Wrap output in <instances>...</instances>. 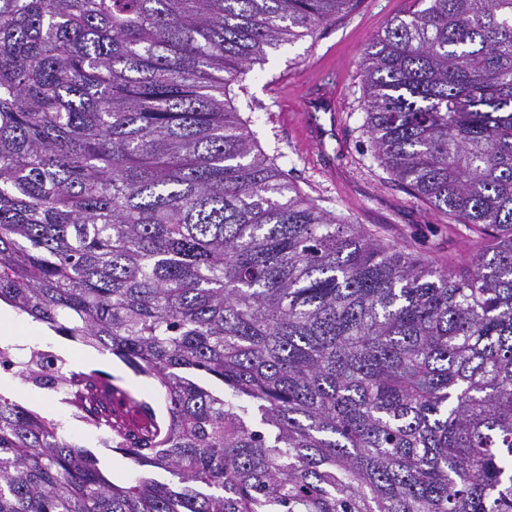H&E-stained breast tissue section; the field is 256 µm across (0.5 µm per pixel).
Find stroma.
Instances as JSON below:
<instances>
[{"label": "stroma", "instance_id": "obj_1", "mask_svg": "<svg viewBox=\"0 0 512 512\" xmlns=\"http://www.w3.org/2000/svg\"><path fill=\"white\" fill-rule=\"evenodd\" d=\"M412 8V0H356L313 35L270 51L264 63L231 84L230 95L241 117L252 122L262 149L303 194L337 219L460 267L475 249L468 227L407 194L376 159L366 128L364 52L389 20ZM310 80L321 82L336 99L328 135L323 145L311 149L306 146L311 131L304 93ZM19 321L22 331L5 339L15 361L26 360L34 348L50 352L73 371L103 372L112 384L164 413L161 390L111 352L59 336L27 315ZM0 394L59 423L73 443L96 456L111 482L123 484L134 477L130 459L105 447L99 432L74 418L54 392L0 370Z\"/></svg>", "mask_w": 512, "mask_h": 512}]
</instances>
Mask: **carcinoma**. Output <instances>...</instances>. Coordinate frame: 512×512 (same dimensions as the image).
Returning <instances> with one entry per match:
<instances>
[{
    "mask_svg": "<svg viewBox=\"0 0 512 512\" xmlns=\"http://www.w3.org/2000/svg\"><path fill=\"white\" fill-rule=\"evenodd\" d=\"M353 2L0 0V301L166 403L125 428L30 350L137 475L0 394V512H512V0H416L364 52L377 159L484 243L460 272L338 221L231 106Z\"/></svg>",
    "mask_w": 512,
    "mask_h": 512,
    "instance_id": "1",
    "label": "carcinoma"
}]
</instances>
